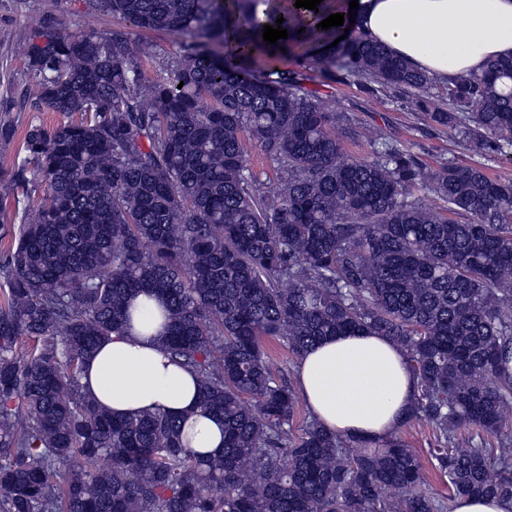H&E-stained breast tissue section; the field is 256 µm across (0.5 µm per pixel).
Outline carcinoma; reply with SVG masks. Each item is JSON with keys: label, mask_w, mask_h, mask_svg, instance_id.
Returning a JSON list of instances; mask_svg holds the SVG:
<instances>
[{"label": "carcinoma", "mask_w": 512, "mask_h": 512, "mask_svg": "<svg viewBox=\"0 0 512 512\" xmlns=\"http://www.w3.org/2000/svg\"><path fill=\"white\" fill-rule=\"evenodd\" d=\"M92 2L196 44L155 79L141 69L152 45L122 28L53 32L25 51L35 103L80 120L30 126L11 175L43 197L0 263V512H444L401 438L351 454L312 417L293 433L299 396L263 339L299 356L360 330L405 351L418 389L407 420L444 439L448 498L512 499V181L478 161L424 165L303 75L243 68L332 43L319 16ZM279 17L288 38L269 49L254 34ZM320 64L372 97L412 98L477 156L512 150V58L439 82L354 37ZM359 138L369 155H346ZM249 143L275 172L264 191ZM421 187L444 205L410 200ZM139 292L164 301V346L224 420L223 454L190 451L163 411L114 418L83 393L85 360ZM470 427L501 446L462 448Z\"/></svg>", "instance_id": "cac0c4a2"}]
</instances>
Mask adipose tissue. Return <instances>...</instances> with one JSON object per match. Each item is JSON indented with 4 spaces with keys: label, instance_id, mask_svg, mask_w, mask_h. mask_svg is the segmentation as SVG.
<instances>
[{
    "label": "adipose tissue",
    "instance_id": "ef3b65f1",
    "mask_svg": "<svg viewBox=\"0 0 512 512\" xmlns=\"http://www.w3.org/2000/svg\"><path fill=\"white\" fill-rule=\"evenodd\" d=\"M350 34L385 46L439 81L481 73L488 60L512 57V0H357ZM134 320L103 340L83 367L80 384L114 415L161 410L183 425L195 453L224 450V421L205 411L194 373L161 343L162 301L140 293ZM295 380L322 427L344 439L377 443L410 413L417 379L404 351L367 331L326 337L298 358Z\"/></svg>",
    "mask_w": 512,
    "mask_h": 512
}]
</instances>
